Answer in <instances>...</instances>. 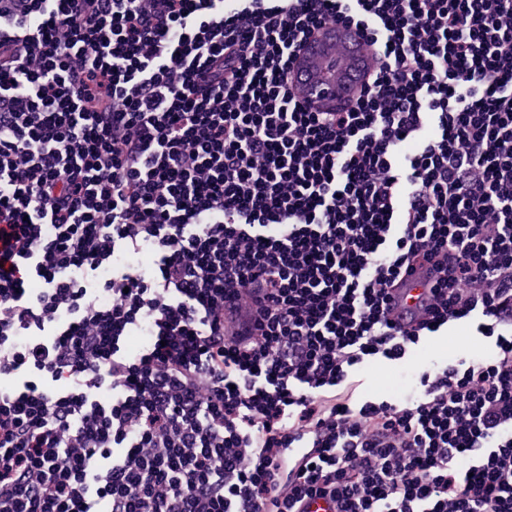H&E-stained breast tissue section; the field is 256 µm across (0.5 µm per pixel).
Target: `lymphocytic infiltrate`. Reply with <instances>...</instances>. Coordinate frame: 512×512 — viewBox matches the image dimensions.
<instances>
[{
    "label": "lymphocytic infiltrate",
    "mask_w": 512,
    "mask_h": 512,
    "mask_svg": "<svg viewBox=\"0 0 512 512\" xmlns=\"http://www.w3.org/2000/svg\"><path fill=\"white\" fill-rule=\"evenodd\" d=\"M461 321L490 354L358 397ZM314 498L512 512V0H0V512Z\"/></svg>",
    "instance_id": "lymphocytic-infiltrate-1"
}]
</instances>
